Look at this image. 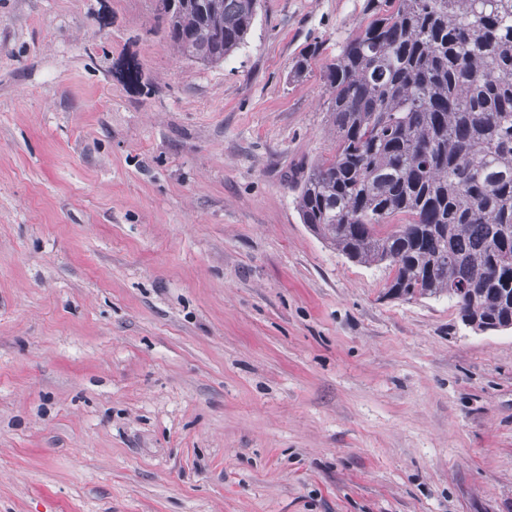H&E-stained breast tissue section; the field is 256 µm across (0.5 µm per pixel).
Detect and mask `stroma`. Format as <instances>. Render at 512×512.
<instances>
[{"instance_id":"obj_1","label":"stroma","mask_w":512,"mask_h":512,"mask_svg":"<svg viewBox=\"0 0 512 512\" xmlns=\"http://www.w3.org/2000/svg\"><path fill=\"white\" fill-rule=\"evenodd\" d=\"M365 4L260 0L210 65L153 0H0V512H512V328L296 207Z\"/></svg>"}]
</instances>
